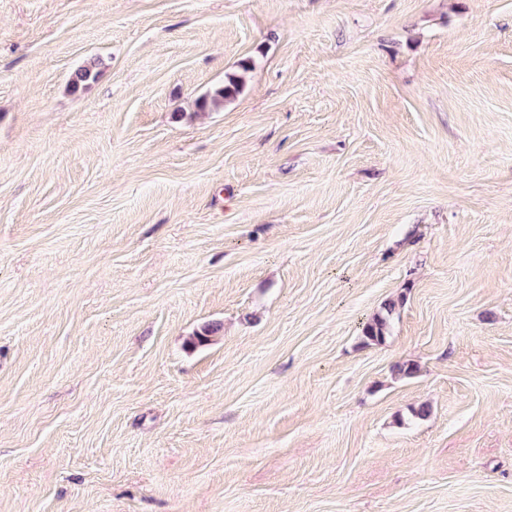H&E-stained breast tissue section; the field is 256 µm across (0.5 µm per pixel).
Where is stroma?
<instances>
[{
	"mask_svg": "<svg viewBox=\"0 0 512 512\" xmlns=\"http://www.w3.org/2000/svg\"><path fill=\"white\" fill-rule=\"evenodd\" d=\"M0 512H512V0H0ZM241 89L237 79L230 78L224 86L214 88L212 91L198 99V108L205 112L224 106V103L232 100ZM404 300V296L400 295L397 299L385 301L380 309L364 323L361 330V340L364 346H377L386 342L390 336L396 309L402 305Z\"/></svg>",
	"mask_w": 512,
	"mask_h": 512,
	"instance_id": "stroma-1",
	"label": "stroma"
}]
</instances>
